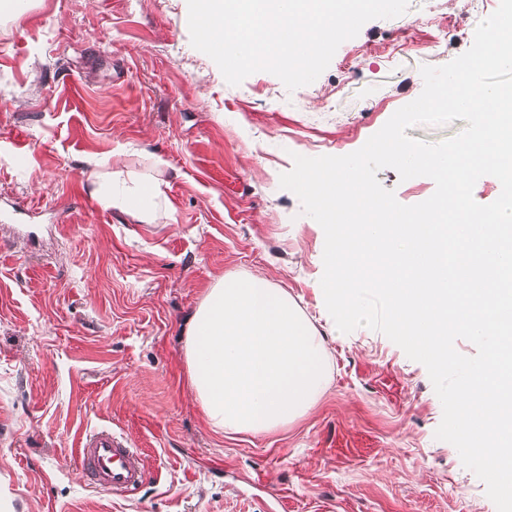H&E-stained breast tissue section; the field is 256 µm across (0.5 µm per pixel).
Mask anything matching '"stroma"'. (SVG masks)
Segmentation results:
<instances>
[{"mask_svg": "<svg viewBox=\"0 0 512 512\" xmlns=\"http://www.w3.org/2000/svg\"><path fill=\"white\" fill-rule=\"evenodd\" d=\"M500 0H409L343 42L313 83L232 86L190 41L187 0H31L0 14V502L14 512H497L456 448L426 368L384 334L336 330L324 232L281 188L294 155L360 149L467 51ZM456 23L439 52L429 43ZM159 182L142 224L98 176ZM380 184L414 205L426 176ZM286 289L323 335L329 383L262 435L214 433L190 384L187 322L216 281ZM108 425L144 459L115 496L77 463Z\"/></svg>", "mask_w": 512, "mask_h": 512, "instance_id": "obj_1", "label": "stroma"}]
</instances>
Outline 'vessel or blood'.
I'll return each instance as SVG.
<instances>
[{"mask_svg":"<svg viewBox=\"0 0 512 512\" xmlns=\"http://www.w3.org/2000/svg\"><path fill=\"white\" fill-rule=\"evenodd\" d=\"M78 458L93 484L112 493L135 491L144 480L145 470L140 453L112 433L108 426L81 434Z\"/></svg>","mask_w":512,"mask_h":512,"instance_id":"b4317fda","label":"vessel or blood"}]
</instances>
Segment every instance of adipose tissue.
Listing matches in <instances>:
<instances>
[{"label":"adipose tissue","instance_id":"1","mask_svg":"<svg viewBox=\"0 0 512 512\" xmlns=\"http://www.w3.org/2000/svg\"><path fill=\"white\" fill-rule=\"evenodd\" d=\"M93 194L107 208L151 224L157 184L114 171ZM188 376L211 429L258 435L303 417L329 380L323 340L284 289L256 274H230L208 289L188 322Z\"/></svg>","mask_w":512,"mask_h":512}]
</instances>
